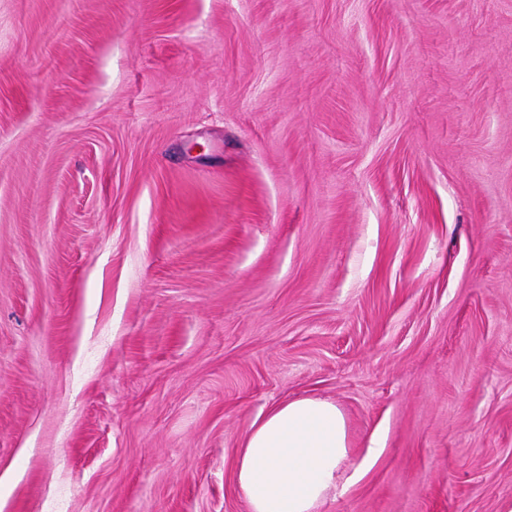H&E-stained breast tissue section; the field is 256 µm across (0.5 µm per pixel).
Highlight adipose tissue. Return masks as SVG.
Returning a JSON list of instances; mask_svg holds the SVG:
<instances>
[{
	"label": "adipose tissue",
	"mask_w": 512,
	"mask_h": 512,
	"mask_svg": "<svg viewBox=\"0 0 512 512\" xmlns=\"http://www.w3.org/2000/svg\"><path fill=\"white\" fill-rule=\"evenodd\" d=\"M350 452L336 404L303 397L256 421L238 448L235 480L251 512H316Z\"/></svg>",
	"instance_id": "obj_1"
}]
</instances>
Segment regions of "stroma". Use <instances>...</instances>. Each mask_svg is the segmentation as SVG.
Here are the masks:
<instances>
[{"label": "stroma", "instance_id": "obj_1", "mask_svg": "<svg viewBox=\"0 0 512 512\" xmlns=\"http://www.w3.org/2000/svg\"><path fill=\"white\" fill-rule=\"evenodd\" d=\"M512 512V0H0V512ZM350 452L336 404L303 397L256 421L238 448L235 480L252 512H316Z\"/></svg>", "mask_w": 512, "mask_h": 512}]
</instances>
